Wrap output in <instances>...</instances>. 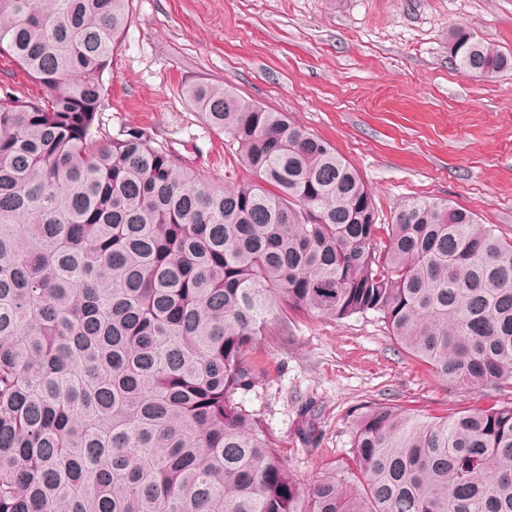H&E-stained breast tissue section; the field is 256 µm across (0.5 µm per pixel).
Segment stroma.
Returning a JSON list of instances; mask_svg holds the SVG:
<instances>
[{
	"label": "stroma",
	"mask_w": 512,
	"mask_h": 512,
	"mask_svg": "<svg viewBox=\"0 0 512 512\" xmlns=\"http://www.w3.org/2000/svg\"><path fill=\"white\" fill-rule=\"evenodd\" d=\"M129 10L94 138L136 128L213 184L249 180L186 95L228 84L335 147L381 223L404 200L428 197L512 237V70L476 80L448 52L465 27L512 53V0H131ZM253 355L266 375L244 404L303 487L348 457L356 407L431 418L512 401L441 380L372 314L288 312Z\"/></svg>",
	"instance_id": "stroma-1"
}]
</instances>
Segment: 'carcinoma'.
<instances>
[{
	"label": "carcinoma",
	"instance_id": "carcinoma-1",
	"mask_svg": "<svg viewBox=\"0 0 512 512\" xmlns=\"http://www.w3.org/2000/svg\"><path fill=\"white\" fill-rule=\"evenodd\" d=\"M129 0H0V512H512V404L353 412L352 480L302 489L239 395L283 309L376 313L442 380L512 389V240L413 197L377 222L326 141L228 85L195 109L250 180L201 179L143 132L97 141ZM470 77L512 56L459 28ZM0 85L8 86L20 98L34 99L40 95L39 86L8 55L0 56Z\"/></svg>",
	"mask_w": 512,
	"mask_h": 512
}]
</instances>
